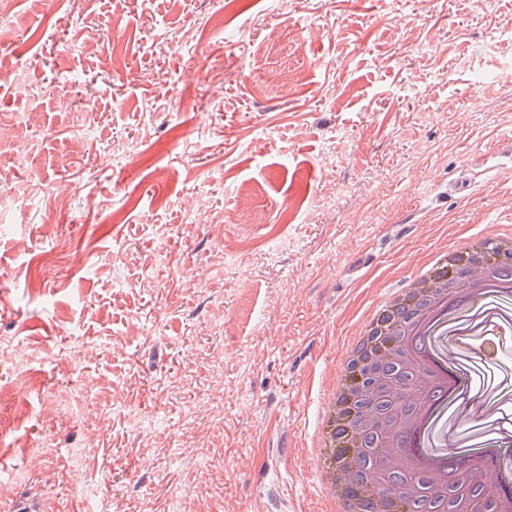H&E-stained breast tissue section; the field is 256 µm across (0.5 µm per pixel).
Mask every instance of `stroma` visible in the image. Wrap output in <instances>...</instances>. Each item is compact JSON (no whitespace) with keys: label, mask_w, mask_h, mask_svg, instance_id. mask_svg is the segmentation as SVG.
<instances>
[{"label":"stroma","mask_w":512,"mask_h":512,"mask_svg":"<svg viewBox=\"0 0 512 512\" xmlns=\"http://www.w3.org/2000/svg\"><path fill=\"white\" fill-rule=\"evenodd\" d=\"M510 72L512 0H13L0 512H326L317 420L367 311L512 227ZM485 373L498 429L512 354Z\"/></svg>","instance_id":"35a3bbf8"}]
</instances>
